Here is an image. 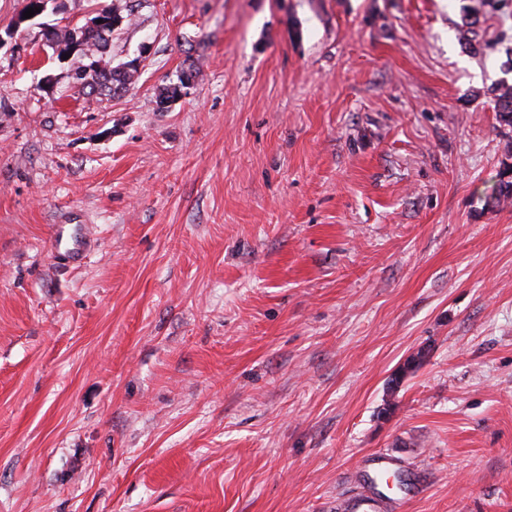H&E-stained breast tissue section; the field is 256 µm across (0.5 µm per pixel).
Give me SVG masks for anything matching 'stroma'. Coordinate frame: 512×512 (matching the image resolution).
Returning <instances> with one entry per match:
<instances>
[{
    "label": "stroma",
    "mask_w": 512,
    "mask_h": 512,
    "mask_svg": "<svg viewBox=\"0 0 512 512\" xmlns=\"http://www.w3.org/2000/svg\"><path fill=\"white\" fill-rule=\"evenodd\" d=\"M101 9L139 77L89 101L44 33ZM503 79L512 0H57L5 37L0 512H336L377 451L398 512H512ZM67 224H56L51 236V251L55 258L64 263L77 262L86 256L90 235L82 229L68 232Z\"/></svg>",
    "instance_id": "35a3bbf8"
}]
</instances>
